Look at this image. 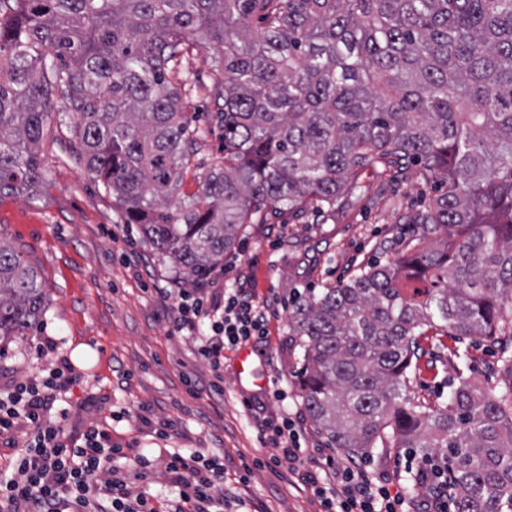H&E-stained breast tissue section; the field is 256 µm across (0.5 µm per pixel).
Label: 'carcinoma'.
<instances>
[{
    "instance_id": "cac0c4a2",
    "label": "carcinoma",
    "mask_w": 512,
    "mask_h": 512,
    "mask_svg": "<svg viewBox=\"0 0 512 512\" xmlns=\"http://www.w3.org/2000/svg\"><path fill=\"white\" fill-rule=\"evenodd\" d=\"M207 54V78L186 77ZM223 101L224 155L192 95ZM127 223L187 282L268 211H333L366 168L440 182L407 254L295 301L311 423L349 455L392 445L448 461L454 512L512 508V346L495 392L463 374L448 406L406 394L421 340H512V0H0V197L37 194L53 111ZM45 309L38 271L0 240V340ZM198 97L197 95L192 98L188 104V115L193 114L194 124L200 129L205 130L208 139V153H202L197 156V161L194 166L195 172L193 177L189 174L186 178L183 191L187 194L193 193L197 189V184L193 178L199 174L208 172L214 157L220 155V150L223 147L222 131L215 123L214 110L216 106L213 101L206 98L205 92Z\"/></svg>"
}]
</instances>
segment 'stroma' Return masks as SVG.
Returning a JSON list of instances; mask_svg holds the SVG:
<instances>
[{"label": "stroma", "mask_w": 512, "mask_h": 512, "mask_svg": "<svg viewBox=\"0 0 512 512\" xmlns=\"http://www.w3.org/2000/svg\"><path fill=\"white\" fill-rule=\"evenodd\" d=\"M215 104L193 97L188 111L205 130L208 150L199 154L196 173L208 172L223 147ZM71 117L52 116L43 140L46 178L38 195L0 198V240L34 266L46 296L39 322L57 348L46 356L30 349L29 336L6 342L0 356V386L30 377L68 359L80 380L61 393L56 409H69L67 427L81 429L90 418H110L114 441L133 453L165 445L184 455L208 448L233 480L241 461L268 455L257 422L271 414L300 420L307 449L327 448L329 438L306 417L297 374L301 357L289 326L297 295L348 280L367 263L400 256L413 230L403 218L422 209L432 185L418 166L362 171L356 188L345 189L333 212L269 213L265 223L242 225L234 248L224 254L236 287L257 298L281 302L265 342L224 353L213 369L200 359L191 337L170 335L168 302L160 289L183 287L170 259L143 239L137 225L101 182L71 155ZM424 351L411 371L407 394L414 403L437 409L448 403V382L456 372L498 389L500 341H423ZM221 392H214L213 383ZM286 391L276 402L272 384ZM250 399L244 409L242 399ZM170 423V437L158 442L155 430ZM365 459L372 470L398 477L415 499L424 492L405 468V449L377 440ZM250 512H316L310 492L287 477L255 473L245 491Z\"/></svg>", "instance_id": "obj_1"}]
</instances>
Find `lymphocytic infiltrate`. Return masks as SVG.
<instances>
[{
	"mask_svg": "<svg viewBox=\"0 0 512 512\" xmlns=\"http://www.w3.org/2000/svg\"><path fill=\"white\" fill-rule=\"evenodd\" d=\"M168 310L171 334L192 336L200 358L216 370L225 351L268 338L273 316L267 302L208 282L178 289ZM76 382L64 360L47 375L0 388V439L18 451L0 468V512H242L247 502L240 489L257 468L287 472L311 492L319 512H414L401 486L370 471L363 459L304 453L296 423L285 415L263 420L274 452L242 464L234 486L225 485L224 467L212 457L166 455L162 479L176 496L159 505L137 485L152 460L129 456L113 441L111 425L92 421L80 434L67 431L68 411L53 406ZM417 474L429 491L424 512H448L446 461H428Z\"/></svg>",
	"mask_w": 512,
	"mask_h": 512,
	"instance_id": "f902f5d3",
	"label": "lymphocytic infiltrate"
}]
</instances>
